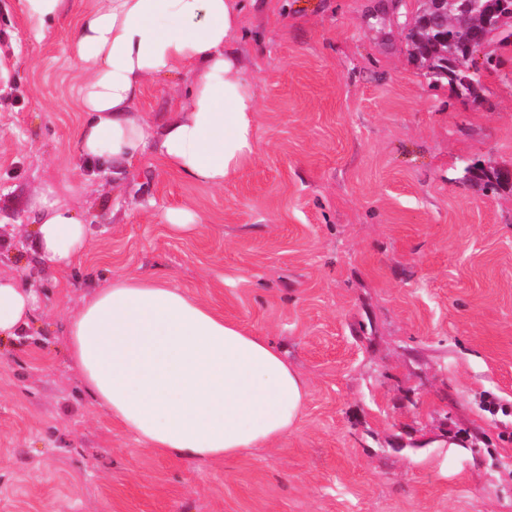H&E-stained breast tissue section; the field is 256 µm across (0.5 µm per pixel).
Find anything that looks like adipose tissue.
Returning <instances> with one entry per match:
<instances>
[{
    "mask_svg": "<svg viewBox=\"0 0 512 512\" xmlns=\"http://www.w3.org/2000/svg\"><path fill=\"white\" fill-rule=\"evenodd\" d=\"M240 0H96L78 23L80 155L121 175L146 153L191 183L220 188L248 165L257 99L235 43ZM188 74L163 121L132 112L144 87ZM67 178L27 202L34 265L64 270L91 246L84 213L64 204ZM38 291L0 273V340L36 321ZM62 334L91 402L145 450L220 460L274 448L298 421L305 382L278 347L157 277L127 276L87 293Z\"/></svg>",
    "mask_w": 512,
    "mask_h": 512,
    "instance_id": "obj_1",
    "label": "adipose tissue"
}]
</instances>
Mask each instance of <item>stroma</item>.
Here are the masks:
<instances>
[{
    "instance_id": "35a3bbf8",
    "label": "stroma",
    "mask_w": 512,
    "mask_h": 512,
    "mask_svg": "<svg viewBox=\"0 0 512 512\" xmlns=\"http://www.w3.org/2000/svg\"><path fill=\"white\" fill-rule=\"evenodd\" d=\"M36 31L0 0V269L47 315L0 342V512H512V51L485 99L409 57L390 0H245L235 42L258 101L252 162L221 188L154 155L120 180L80 156L79 17ZM189 76L149 83L150 118ZM92 217L68 271H34L11 229L42 183ZM186 207L190 234L160 215ZM158 276L281 348L306 383L276 448L186 462L93 405L60 321L84 293ZM460 171L462 178L467 181H481L486 190H498L500 187L509 185L502 183L497 179L494 180V174H491L480 167L476 162L464 159L460 163Z\"/></svg>"
}]
</instances>
